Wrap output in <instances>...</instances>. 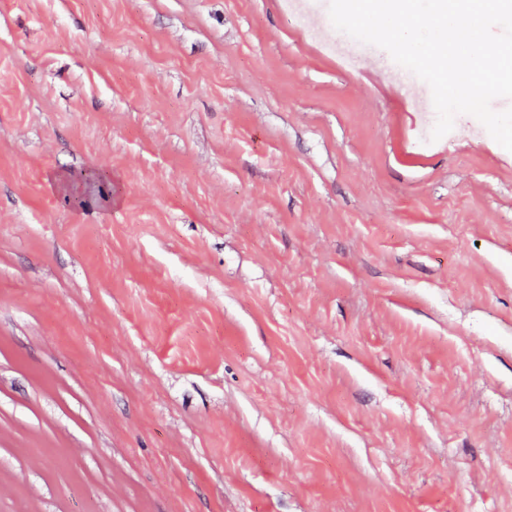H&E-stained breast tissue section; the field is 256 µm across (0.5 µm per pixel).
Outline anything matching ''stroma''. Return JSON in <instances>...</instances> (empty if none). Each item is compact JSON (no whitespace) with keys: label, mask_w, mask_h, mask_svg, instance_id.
Segmentation results:
<instances>
[{"label":"stroma","mask_w":512,"mask_h":512,"mask_svg":"<svg viewBox=\"0 0 512 512\" xmlns=\"http://www.w3.org/2000/svg\"><path fill=\"white\" fill-rule=\"evenodd\" d=\"M307 3L0 0V512H512V152Z\"/></svg>","instance_id":"stroma-1"}]
</instances>
